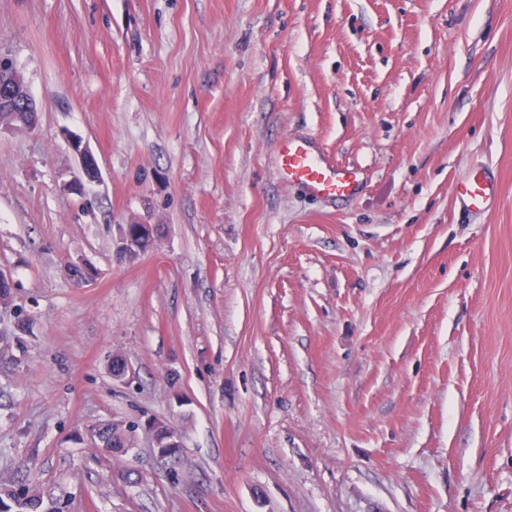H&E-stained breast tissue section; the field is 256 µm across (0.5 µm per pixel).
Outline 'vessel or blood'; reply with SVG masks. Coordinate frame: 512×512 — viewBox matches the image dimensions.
<instances>
[{
	"instance_id": "obj_1",
	"label": "vessel or blood",
	"mask_w": 512,
	"mask_h": 512,
	"mask_svg": "<svg viewBox=\"0 0 512 512\" xmlns=\"http://www.w3.org/2000/svg\"><path fill=\"white\" fill-rule=\"evenodd\" d=\"M278 171L289 183L304 188L311 196L342 202L362 190L365 177L360 169L336 165L312 139L291 136L279 149ZM499 186L487 172H475L458 182L454 194L463 210L488 211L498 199Z\"/></svg>"
}]
</instances>
